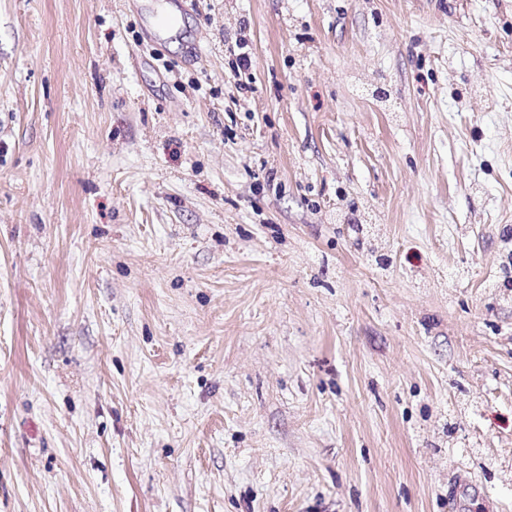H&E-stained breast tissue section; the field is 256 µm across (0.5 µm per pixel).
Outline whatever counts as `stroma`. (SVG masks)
<instances>
[{"mask_svg": "<svg viewBox=\"0 0 512 512\" xmlns=\"http://www.w3.org/2000/svg\"><path fill=\"white\" fill-rule=\"evenodd\" d=\"M170 2L0 0V512H512V0ZM248 44L242 38L240 33L234 34V36L224 37V51L229 53L233 58L230 61L231 69L235 75H239L240 72H245L252 67V54L247 49Z\"/></svg>", "mask_w": 512, "mask_h": 512, "instance_id": "35a3bbf8", "label": "stroma"}]
</instances>
